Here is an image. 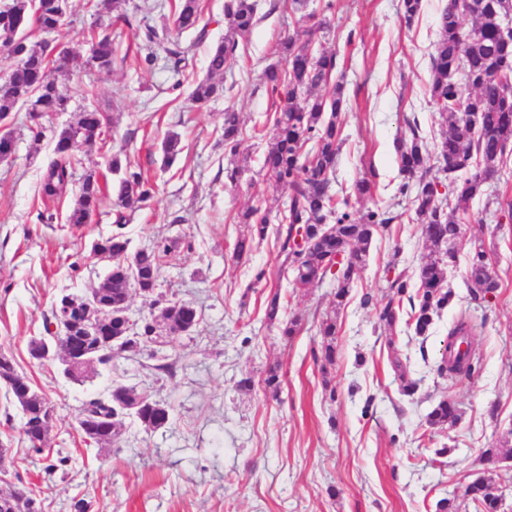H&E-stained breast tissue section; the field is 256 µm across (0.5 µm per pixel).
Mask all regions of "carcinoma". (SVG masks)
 I'll list each match as a JSON object with an SVG mask.
<instances>
[{
  "mask_svg": "<svg viewBox=\"0 0 512 512\" xmlns=\"http://www.w3.org/2000/svg\"><path fill=\"white\" fill-rule=\"evenodd\" d=\"M458 0H448L438 20L439 38L430 58L433 79L429 87V104L450 120L448 134L436 145L429 146L418 121H406L407 131L396 137L394 148L403 182L399 193L404 196L422 224V234L429 253L423 258L414 288L402 277L387 279L389 296L377 309L387 343L393 344L397 328L408 316L407 324L418 336L428 334L434 317L450 306L455 294L445 286L448 268L457 263L456 243L461 226L448 219V210L465 213L471 204L485 193L489 177L499 169L512 144V29L503 25V15L512 10V0H473L475 7L466 12L457 7ZM126 0H99L97 11L116 14L125 24L130 16L122 12ZM200 0H179L174 13V26L180 32L198 30ZM470 17L472 26H464L463 18ZM65 15L56 0H12L0 10V41L10 47L13 63L0 76V117L8 116L29 101V131L33 143L44 136L43 120L67 110L71 99L67 84L73 81L65 64H50L46 51L37 50L30 34L36 30L50 34L64 25ZM224 18L228 30L224 42L211 51L207 75L196 81L189 93L192 103L202 107L224 93V86L213 77L224 74L237 47L236 38L250 33L256 26V0H224ZM142 41L147 50L144 61L152 63L156 52L170 60L180 71L192 46L183 45L169 37L166 29L144 23ZM281 55L287 66H268L262 73V84L278 101V117L270 131L271 146L263 167L266 175L287 192L284 208L276 215L278 244L276 262L260 269L256 280L279 283L290 277L297 288L318 282L336 264V255L345 252L346 262L336 272L334 303L336 309L345 307L349 288L366 266L370 245L376 234L398 219L378 208L368 209L356 218L350 212V199H365L372 194L370 172L357 180L352 195H337L334 184L341 152L339 120L347 105L343 80L332 81L336 72V53L316 50L308 42L293 36L280 39ZM117 61L112 25L99 28L92 35V49L86 68L100 74L112 72ZM54 68L60 80H50L47 70ZM464 104L470 118L462 117L458 104ZM330 118L323 119L324 113ZM103 110L94 107L80 113L74 125L54 133L55 153L41 180V196L61 201L74 183L75 152L80 147H93L103 129ZM241 128L238 113L224 112V149L234 155L240 145ZM442 163L439 172L432 174L431 161ZM108 169L123 174L112 202V237L92 245L91 252L112 254V268L105 281L93 293L99 302L127 306L132 292L156 295L154 304L162 305L157 317H144L130 324L123 319L112 320V335L125 336L127 341L117 350L103 354L97 365L105 366L116 358L147 356L154 361L152 368L171 376L178 359L167 354L176 341L192 332L199 323V314L192 302L166 299L157 292L161 254L168 246L156 245L128 255L129 239L123 229L126 210L146 203L152 197L153 185L141 168L122 162L120 155L108 159ZM447 192H440V188ZM106 197L104 188L93 171L84 173L77 198L67 215V222L87 224ZM237 223L247 226L235 244V256L240 258L252 251L254 243L263 240L268 232V217L258 207H250L237 217ZM470 296L474 300L490 301L496 297L500 282L481 242L470 249L467 266ZM408 303L406 313L403 303ZM264 316L283 338L290 340L301 331L297 318H285V305L280 289L273 288L264 301ZM474 325L461 314L448 333L447 346L459 337L472 335ZM340 329L336 316L323 318L317 328L321 337L320 349L314 360L323 374L336 365L337 336ZM392 368L400 381V391L413 396L419 382L408 376L406 365L399 358ZM476 371L472 348L462 353V359L447 362L440 359L439 377H471ZM12 359L0 357V384L21 382ZM265 391L276 395L281 386L280 370L267 369L262 380ZM14 402L23 412L22 433L29 449L41 452L49 444V426L40 413L44 407L42 394L14 392ZM132 418L145 431L158 430L171 422V408L150 396H141L133 387L113 386L106 394L85 402L80 408L77 426L84 438L100 447L110 446L118 438L123 420ZM460 415L451 400L439 401L428 414L431 428L450 429ZM512 458V445L505 440L481 452L484 475L470 481L462 498L472 506V512H500L502 495L495 489L492 466ZM0 512H42V501L21 485L0 492Z\"/></svg>",
  "mask_w": 512,
  "mask_h": 512,
  "instance_id": "cac0c4a2",
  "label": "carcinoma"
}]
</instances>
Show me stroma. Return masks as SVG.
<instances>
[{"label":"stroma","mask_w":512,"mask_h":512,"mask_svg":"<svg viewBox=\"0 0 512 512\" xmlns=\"http://www.w3.org/2000/svg\"><path fill=\"white\" fill-rule=\"evenodd\" d=\"M446 2L422 0L408 25L399 0H336L332 13L323 12V0H302L295 10L257 0L258 22L238 41L224 72L223 97L199 109L188 100L189 86H178L170 63H145L137 27L124 22L112 23L120 63L108 74L86 71L96 0H68L65 24L52 39L68 51L70 71L85 92L53 116L36 150L25 112L13 113L16 150L0 161V350L53 406L51 454L68 465L49 470L43 455L29 451L22 412L0 387V446L9 450L0 491L22 479L42 500L43 512H73L78 500L88 512H436L440 499L460 494L475 478L480 450L512 427V216L500 207L512 201V155L487 195L457 217L458 262L447 278L456 298L428 338L402 326L387 343L376 316L388 297L387 275L415 280L425 253L421 226L396 192L401 177L393 141L410 118L436 140L448 130L428 103L430 56ZM201 7L204 38L180 36L193 46L185 71L199 78L227 31L224 0H201ZM312 12L322 14L325 26L311 36L302 17ZM286 33L335 51L344 75L349 108L338 188L349 189L376 170L372 197L354 209L378 207L398 217L374 238L344 309L334 308V274L308 288L281 282L288 314L303 324L290 340L266 322L271 286L256 278L276 257L275 233L249 257H233L244 230L238 213L250 206L277 212L286 196L262 169L275 108L260 81L266 66L281 63L277 42ZM92 106L106 108L109 131L103 148L80 154L76 174L92 170L116 187L119 177L107 167L115 153L150 174L153 196L125 228L129 250L171 240L161 290L192 302L200 314L171 377L158 375L141 357L118 360L78 385L58 365L33 362L28 354L54 299L91 293L111 268L91 256L92 243L112 233L111 203L91 223L74 226L66 221L72 199L47 204L39 193L42 171L55 157L53 131ZM228 108L239 113L244 129L234 161L224 154ZM170 134L178 135L180 151L167 164L162 144ZM233 162L241 168L234 186L224 177ZM476 241L490 251L501 283L496 298L482 305L470 301L466 286L468 252ZM332 312L341 355L325 375L313 352L316 327ZM463 312L476 326L471 341L480 365L472 378L451 381L438 377L435 366L450 325ZM396 357L420 382L414 396L400 393L391 366ZM275 365L282 375L278 397L265 395L258 384L240 388L242 378L258 381ZM113 383L166 403L171 423L153 432L129 423L114 447L86 445L76 431L77 411ZM443 398L456 402L460 419L450 429L428 428L426 417ZM494 402L499 409L493 419L488 409ZM444 445L451 455L437 456Z\"/></svg>","instance_id":"stroma-1"}]
</instances>
